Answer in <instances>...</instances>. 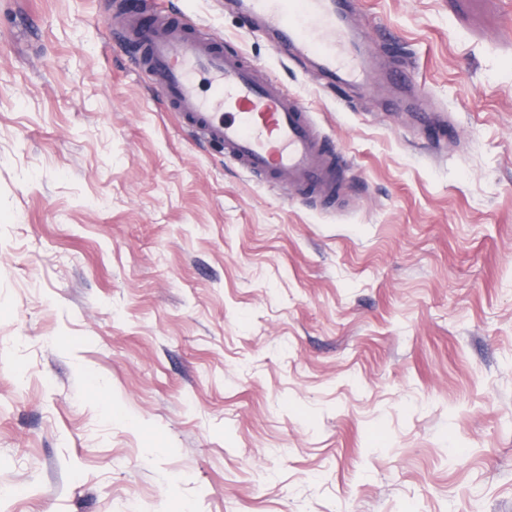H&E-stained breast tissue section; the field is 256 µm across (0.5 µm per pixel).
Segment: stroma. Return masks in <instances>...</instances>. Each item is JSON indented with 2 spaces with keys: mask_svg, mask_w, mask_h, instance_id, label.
Instances as JSON below:
<instances>
[{
  "mask_svg": "<svg viewBox=\"0 0 512 512\" xmlns=\"http://www.w3.org/2000/svg\"><path fill=\"white\" fill-rule=\"evenodd\" d=\"M297 96L329 212L165 111L112 0H0V512H512V0H357L433 150L234 0H155ZM423 110V104L417 103L414 107V112L411 114L413 122L417 125L427 127L433 132L432 144H440L448 137V126H437L432 121L433 112H420Z\"/></svg>",
  "mask_w": 512,
  "mask_h": 512,
  "instance_id": "obj_1",
  "label": "stroma"
}]
</instances>
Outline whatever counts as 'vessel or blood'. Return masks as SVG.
<instances>
[{"instance_id": "obj_1", "label": "vessel or blood", "mask_w": 512, "mask_h": 512, "mask_svg": "<svg viewBox=\"0 0 512 512\" xmlns=\"http://www.w3.org/2000/svg\"><path fill=\"white\" fill-rule=\"evenodd\" d=\"M355 0H243L276 50L315 57L327 87L366 84L374 64L351 31ZM132 60L167 111L200 141L261 181L285 182L334 205L344 178L341 157L311 112L244 55L225 51L188 16L154 19L152 0H123Z\"/></svg>"}]
</instances>
